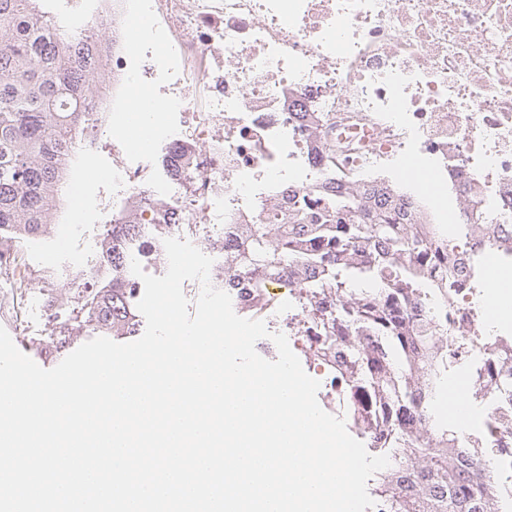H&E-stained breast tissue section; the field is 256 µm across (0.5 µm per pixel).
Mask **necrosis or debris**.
<instances>
[{
    "mask_svg": "<svg viewBox=\"0 0 512 512\" xmlns=\"http://www.w3.org/2000/svg\"><path fill=\"white\" fill-rule=\"evenodd\" d=\"M94 2L116 34L113 122L147 95L166 112L142 138L190 156L186 177L162 180L128 138L110 140L113 220L167 224L174 211L169 235L189 224L205 237L272 212L291 223L289 197L383 181L411 157L435 180L416 200L425 223L512 224V0ZM147 195L155 210H140ZM487 269L477 245L447 299L421 291L475 401L512 349L486 331ZM493 400L481 435L448 428L479 454L512 419V393Z\"/></svg>",
    "mask_w": 512,
    "mask_h": 512,
    "instance_id": "necrosis-or-debris-1",
    "label": "necrosis or debris"
}]
</instances>
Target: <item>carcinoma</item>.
<instances>
[{
	"mask_svg": "<svg viewBox=\"0 0 512 512\" xmlns=\"http://www.w3.org/2000/svg\"><path fill=\"white\" fill-rule=\"evenodd\" d=\"M46 0H0V230L19 238L50 224L51 207L78 149L93 145L90 113L101 98L109 48L99 29H74ZM412 201L376 185L367 198L326 194L299 223L227 224L224 290L262 296L265 282L293 276L337 343L308 345L314 363L333 366L347 389H364L381 421L360 429L371 447L392 439L390 466L375 474L373 495L386 512H503L494 476L448 436L431 401L448 377L445 325L427 317L420 289L461 275L480 224L410 223ZM140 224H113L102 243L109 279L73 296L94 329L133 336L130 244Z\"/></svg>",
	"mask_w": 512,
	"mask_h": 512,
	"instance_id": "1",
	"label": "carcinoma"
}]
</instances>
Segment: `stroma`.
Returning <instances> with one entry per match:
<instances>
[{
  "label": "stroma",
  "instance_id": "obj_1",
  "mask_svg": "<svg viewBox=\"0 0 512 512\" xmlns=\"http://www.w3.org/2000/svg\"><path fill=\"white\" fill-rule=\"evenodd\" d=\"M111 153L92 147L79 150L69 176L68 194L60 209L51 217L44 235L24 239L0 233V252L20 256L27 264L49 266L43 279L15 288L0 282V301L14 303L17 314L4 326L13 342L38 365L50 369L83 343L97 337L98 332L83 319L74 318L71 309L59 307L58 298L73 295L78 283L85 281L87 270L74 264L73 258L93 241L106 235L102 224L79 225L73 219L74 205L99 210L112 203ZM70 321L68 344L57 342L55 329L59 322Z\"/></svg>",
  "mask_w": 512,
  "mask_h": 512
}]
</instances>
